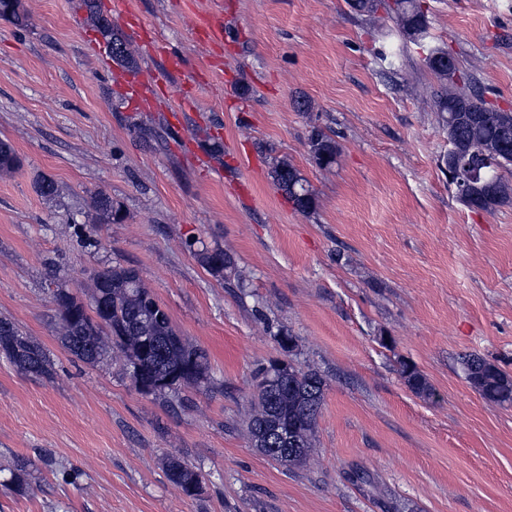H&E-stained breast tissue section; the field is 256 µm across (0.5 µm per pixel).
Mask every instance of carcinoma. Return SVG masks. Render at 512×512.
Wrapping results in <instances>:
<instances>
[{
  "label": "carcinoma",
  "instance_id": "obj_1",
  "mask_svg": "<svg viewBox=\"0 0 512 512\" xmlns=\"http://www.w3.org/2000/svg\"><path fill=\"white\" fill-rule=\"evenodd\" d=\"M349 6L363 16H373L384 9L399 26V33L412 38L419 24H427L419 0H348ZM415 43L425 53L424 62L439 81L432 95L433 109L438 112L448 138L463 145L471 163L485 168L498 180L504 200L512 198V185L504 173L512 170V108L502 106L489 97L493 89L481 85L472 76L458 71L453 76L435 65L433 54L446 47L431 44L428 36ZM477 112L479 120L463 119L459 105ZM310 156L319 166H329L339 152L336 141L321 130L309 138ZM18 166V157L10 143L0 141V173ZM271 178L278 190L303 213L315 209L313 189L300 171L286 158L276 161ZM201 261L224 280L245 288L232 259L224 251L205 249ZM89 303H84L68 288L53 291L52 300L58 312L56 333L63 346L79 361L92 365H110L119 356L127 367L136 388L165 395L174 392L167 379L177 387L198 385L207 381L208 356L205 350L183 340L173 328L169 315L150 292L136 270L120 266L108 267L90 274ZM0 354L18 370L42 375L48 372L50 359L45 348L7 316H0ZM466 381L483 399L496 404H512V378L497 365L472 354L461 357ZM288 376L274 385L268 382L269 371L261 374L254 394L255 407L246 431L253 447L274 458L285 467L306 463L315 436L317 417L324 400V381L314 370H303L288 363L283 365ZM402 377L414 392L427 397L433 389L416 367L402 363ZM275 422L291 429L299 451L276 454L269 444L271 425ZM168 479L188 497L203 492L199 474L185 461L171 457L165 463ZM28 464L16 463L10 477L0 486L17 492L28 487Z\"/></svg>",
  "mask_w": 512,
  "mask_h": 512
}]
</instances>
